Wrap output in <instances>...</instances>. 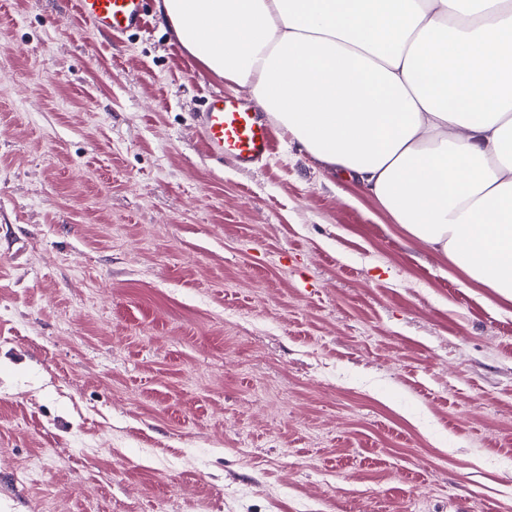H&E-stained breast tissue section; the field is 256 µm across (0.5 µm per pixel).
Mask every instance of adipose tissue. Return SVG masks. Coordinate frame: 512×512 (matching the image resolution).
Listing matches in <instances>:
<instances>
[{
  "label": "adipose tissue",
  "mask_w": 512,
  "mask_h": 512,
  "mask_svg": "<svg viewBox=\"0 0 512 512\" xmlns=\"http://www.w3.org/2000/svg\"><path fill=\"white\" fill-rule=\"evenodd\" d=\"M176 41L512 300V0H156Z\"/></svg>",
  "instance_id": "obj_1"
}]
</instances>
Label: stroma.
<instances>
[{"mask_svg":"<svg viewBox=\"0 0 512 512\" xmlns=\"http://www.w3.org/2000/svg\"><path fill=\"white\" fill-rule=\"evenodd\" d=\"M0 0V512H512V300L278 134L145 0ZM145 0H77L76 11L112 37L143 27ZM198 122L203 129V146L213 157L231 159L242 167H255L270 153L269 123L259 112L233 99L211 96Z\"/></svg>","mask_w":512,"mask_h":512,"instance_id":"1","label":"stroma"}]
</instances>
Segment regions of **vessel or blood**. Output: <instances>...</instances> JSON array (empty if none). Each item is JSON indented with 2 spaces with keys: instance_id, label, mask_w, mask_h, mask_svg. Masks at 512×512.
<instances>
[{
  "instance_id": "b4317fda",
  "label": "vessel or blood",
  "mask_w": 512,
  "mask_h": 512,
  "mask_svg": "<svg viewBox=\"0 0 512 512\" xmlns=\"http://www.w3.org/2000/svg\"><path fill=\"white\" fill-rule=\"evenodd\" d=\"M145 0H76V11L109 35L141 29ZM198 121L206 152L242 167L266 160L272 147L269 123L250 108L221 95L211 96Z\"/></svg>"
}]
</instances>
